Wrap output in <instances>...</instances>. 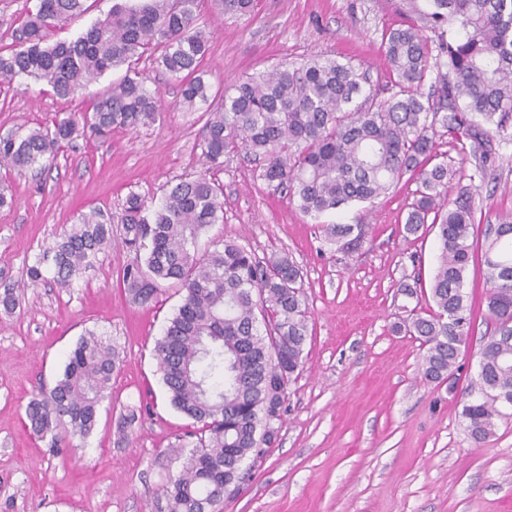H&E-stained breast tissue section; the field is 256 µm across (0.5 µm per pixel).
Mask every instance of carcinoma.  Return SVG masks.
Here are the masks:
<instances>
[{
    "label": "carcinoma",
    "instance_id": "obj_1",
    "mask_svg": "<svg viewBox=\"0 0 512 512\" xmlns=\"http://www.w3.org/2000/svg\"><path fill=\"white\" fill-rule=\"evenodd\" d=\"M85 0H35L0 49V87L26 76L69 99L106 72L125 76L79 114L59 113L52 126L0 138V165L44 169L60 143L89 131L108 137L154 123L158 90L136 68L146 57L181 82L179 105L193 110L211 97L202 62L212 32L198 24L199 0H115L111 12L70 42L54 32L83 14ZM224 16L254 10V0H210ZM404 0L415 22L389 31L385 58L396 91L363 94L367 75L332 56L281 62L241 79L204 113L200 142L205 170L181 181L151 209L131 193L123 205L122 245L134 254L119 284L130 300L152 303L166 284L181 302L156 341L154 358L171 406L192 420L176 447L182 469L165 487L167 512H222L278 438L288 385L303 368L309 332L303 270L286 252L258 256L235 240L203 236L224 222L222 189L210 173L224 156L243 151L259 162L258 177L286 193L314 222L352 203H375L404 177L417 184L404 229H436L437 265L431 308L397 323L425 347L423 375L442 381L458 368L475 308L464 292L479 223L475 192L462 188L445 203L454 172L436 151L451 136L486 173L496 137L512 124V0ZM430 85L428 93L423 92ZM368 224H322L327 245L358 250ZM112 246V215L82 213L36 265L54 270L59 288ZM485 316L494 324L480 349L479 373L462 408L476 441L512 417V218L485 233ZM120 362L115 346L89 332L68 353L62 375L42 388L25 413L37 438L56 448L87 438L112 392Z\"/></svg>",
    "mask_w": 512,
    "mask_h": 512
}]
</instances>
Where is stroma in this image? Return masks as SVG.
<instances>
[{
    "label": "stroma",
    "instance_id": "obj_1",
    "mask_svg": "<svg viewBox=\"0 0 512 512\" xmlns=\"http://www.w3.org/2000/svg\"><path fill=\"white\" fill-rule=\"evenodd\" d=\"M201 24L214 31L205 79L222 94L238 79L281 61L334 54L387 88L383 37L405 24L402 0H257L252 14L216 16L201 0ZM165 110L155 123L100 139L62 145L45 171L0 168L11 204L0 207V291L12 288L17 308L0 310V512H163V489L184 461L174 449L188 420L174 410L153 357L156 340L181 295L164 286L150 305L131 303L119 274L131 256L121 245L99 253L66 289L53 271L31 285L27 270L74 224L98 207L119 215L129 193L157 204L166 190L201 170L205 105L179 107L180 84L147 59L139 63ZM125 74L110 71L70 99L26 77L0 88V137L82 112ZM486 175L450 136L437 150L458 186H475L482 224L512 214V126L496 141ZM215 177L224 220L212 232L257 254L285 251L304 269L309 336L304 367L289 386L279 440L224 512H512V420L477 442L462 416L478 373V351L493 326L477 319L459 368L443 382L422 372L424 350L395 332L398 316L428 307L404 286L429 284L436 233L404 231L414 182L402 181L373 207L348 206L342 220L370 231L351 255L333 251L316 224L259 179L245 154L225 157ZM93 331L116 346L123 362L112 395L84 444L50 451L25 418L40 387L52 386L77 340ZM139 415L127 439L117 423Z\"/></svg>",
    "mask_w": 512,
    "mask_h": 512
}]
</instances>
